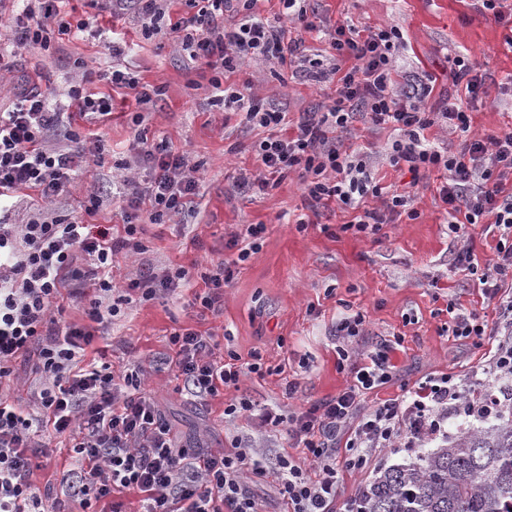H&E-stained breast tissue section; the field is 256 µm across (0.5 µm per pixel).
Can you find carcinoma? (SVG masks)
<instances>
[{
  "label": "carcinoma",
  "instance_id": "obj_1",
  "mask_svg": "<svg viewBox=\"0 0 512 512\" xmlns=\"http://www.w3.org/2000/svg\"><path fill=\"white\" fill-rule=\"evenodd\" d=\"M358 495V512H512V405L475 417Z\"/></svg>",
  "mask_w": 512,
  "mask_h": 512
}]
</instances>
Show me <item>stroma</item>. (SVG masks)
Returning a JSON list of instances; mask_svg holds the SVG:
<instances>
[{"label":"stroma","instance_id":"stroma-1","mask_svg":"<svg viewBox=\"0 0 512 512\" xmlns=\"http://www.w3.org/2000/svg\"><path fill=\"white\" fill-rule=\"evenodd\" d=\"M314 6L333 22L359 28L398 26L404 37L398 64L408 74L431 79L434 103L453 90L450 57L471 55L488 90L487 97L473 105L474 130L512 131V48L505 43L506 28L484 17L476 0H315ZM97 18L98 28L115 29L124 41L122 56L111 57L98 37L85 31L60 51L16 50L13 69L0 73V105L6 107L29 80L54 89L51 105L60 112L67 109L68 90L88 79L95 92L112 100L107 122L78 118L73 124L76 131L103 136V162L79 176L52 203L33 191L8 198L12 219L25 223L45 207L59 215L78 216L89 195L95 194L104 201L96 223L121 225L124 217L110 203L112 183L123 177L122 162L136 155L145 138L154 143L166 140L189 152L191 162L200 166L199 197L194 212L165 224L145 225L144 253L115 256L112 276L118 287L171 265L191 270L235 258L237 250L230 241L242 225H265L259 252L238 266L224 289L223 314L215 317L193 306V294L203 286L196 277L177 295L132 299L97 334L95 344L105 348L114 372L148 366L146 388L181 444L219 451L230 448L239 436L260 445L269 466L263 475L248 477L247 484L262 512H289L278 493L274 462L284 455L303 460L302 448L286 433L260 430L225 415L233 392L201 403L186 400L180 393V376L165 363L171 354L172 329L191 327L215 336L222 351L235 353L243 363L260 352L270 371L247 377L242 393L258 407L291 412L348 386L349 374L337 366L334 335L343 315L359 311L366 317L364 334L352 354L383 339L398 342L392 353L394 379L367 395L365 403L370 406L397 397L402 387L426 377L464 375L479 364L482 348L457 340L446 329L448 299L491 321L497 314L483 306L476 277L454 267L459 244L435 198L438 175L419 185L417 219L383 225L370 236L347 230L352 211L330 205L312 214L296 177H285L263 191L249 188L243 180L256 168L251 146L262 132L243 115L214 105L213 71L188 63L174 42L144 39L139 23L115 24L106 15ZM114 67L133 72L141 83L162 86L161 95L149 104H137L133 94L99 80V73ZM230 82L293 115L330 105L336 97L335 83L318 85L289 66L274 68L260 61L231 76ZM305 218L309 226L299 228L298 220ZM291 381L300 384L292 399L285 392ZM432 445L425 438L410 448H387L373 454L363 469L343 472L338 512L380 470L414 460Z\"/></svg>","mask_w":512,"mask_h":512}]
</instances>
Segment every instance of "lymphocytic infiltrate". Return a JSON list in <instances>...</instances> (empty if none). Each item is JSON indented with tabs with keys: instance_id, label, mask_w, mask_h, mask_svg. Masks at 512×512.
<instances>
[{
	"instance_id": "f902f5d3",
	"label": "lymphocytic infiltrate",
	"mask_w": 512,
	"mask_h": 512,
	"mask_svg": "<svg viewBox=\"0 0 512 512\" xmlns=\"http://www.w3.org/2000/svg\"><path fill=\"white\" fill-rule=\"evenodd\" d=\"M25 20L10 29V44L32 51L51 42L77 38L87 20H69L64 0H26ZM189 11L168 20V0H101L102 8L133 13L148 36H176L190 60L214 71L213 89L225 109L243 113L247 122L268 129L255 147L260 163L252 186L263 189L293 173L314 202L335 201L354 210L350 229L377 234L383 225L416 219L414 183L432 171L443 179L437 197L448 229L465 241L474 232L495 237L486 262L460 247L457 270L477 276L483 299L498 311L495 322L448 301L454 336L484 347V360L467 380L448 374L421 382L409 394L373 406L368 390L393 377V346L381 340L351 361L348 345L364 333L365 317L340 320L336 335L344 347L350 384L336 396L284 414L259 408L247 396L227 405L225 415L260 429L286 432L305 450L308 465L282 456L276 462L279 493L291 512H335L343 471L363 469L373 450L394 447L405 435L422 438L441 432L449 407L477 392H512V132L478 135L471 131L469 109L485 90L468 57L453 60L450 76L461 92L443 105L429 104L428 83L402 77L397 59L403 46L397 26L357 30L330 23L311 0H281L280 22L255 13L257 0H187ZM235 23L225 24L226 13ZM301 29L292 37L289 27ZM327 36L336 55L330 63L309 58L304 33ZM297 65L309 78L336 79L332 105L304 112L293 135L281 134L286 113L264 106L225 84L247 62ZM52 90L25 84L8 111H0V197L33 190L50 201L63 193L76 172L100 161L101 138L63 129L50 107ZM390 128L395 138L386 153L392 166L406 170L412 187L384 191L373 180L370 153L344 149L340 136L355 121ZM439 126L455 135V150L433 144L427 129ZM61 138L48 145L49 135ZM151 178L140 183L124 176L112 202L126 215L122 232L70 220L33 216L13 224L0 215V379L25 365L33 376L27 405L0 392V512H124L121 493L139 494L140 512H260L245 485L262 475L265 458L248 441L235 439L230 450L205 452L181 445L144 389L146 367L117 377L104 350L94 347L97 325L111 321L132 294L151 300L175 292L185 268H167L127 288L112 283V259L121 252L141 253V225L164 224L190 210L200 181L187 152L172 146L143 144ZM265 225L248 224L234 240L235 258L203 273L204 288L194 301L212 315L222 312L224 288L235 268L257 254ZM84 302L85 323L65 317V298ZM171 361L183 392L196 401L239 388L244 373L263 370L260 360L241 365L217 358L212 336L182 328L171 332ZM68 436L73 463L61 491L39 487L34 458L50 436ZM344 449H337L338 438Z\"/></svg>"
}]
</instances>
